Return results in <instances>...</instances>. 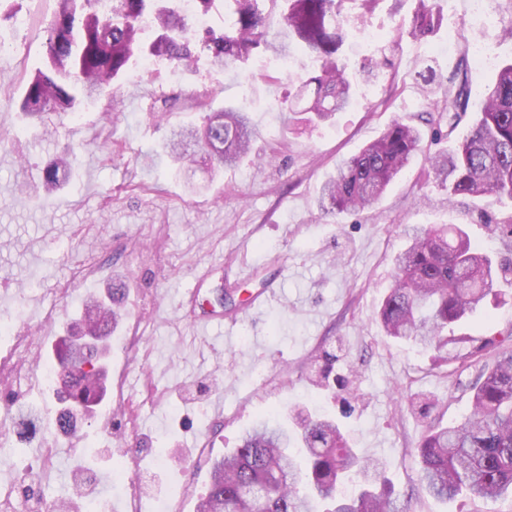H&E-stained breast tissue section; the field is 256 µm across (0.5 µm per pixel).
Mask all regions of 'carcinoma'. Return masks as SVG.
<instances>
[{
	"instance_id": "cac0c4a2",
	"label": "carcinoma",
	"mask_w": 512,
	"mask_h": 512,
	"mask_svg": "<svg viewBox=\"0 0 512 512\" xmlns=\"http://www.w3.org/2000/svg\"><path fill=\"white\" fill-rule=\"evenodd\" d=\"M56 0L48 23L46 64L29 77L20 110L41 119L47 113L74 114L124 74L139 59L188 65L204 54L213 67L233 70L252 56L279 55L292 47L314 55L317 71L299 77L294 99L307 101L303 111L327 123L356 101L354 82L344 56L348 0H224L233 21L221 33L192 29L176 0ZM434 28L432 0H418L408 34L419 39ZM473 80L464 68L448 79L444 111L434 120V139L448 140L446 152L425 156L422 174L442 187L448 203L458 198L492 196L512 206V63L504 65L477 102ZM467 133L455 137L466 114ZM255 128L242 104L206 113L202 127L174 126L167 154L189 160L201 150L211 170L237 166L251 150ZM423 152V135L404 120L392 121L375 140L341 161L320 187V209L333 216L374 208L389 184ZM79 163L69 147L46 166L42 186L52 193L67 182ZM408 245L395 258L393 284L378 315L387 335L438 353V361H463L468 336L455 330L480 303L495 293L499 275L492 259L461 229L413 227ZM123 284L114 282L105 298L90 296L76 325L108 336L122 319ZM499 346L484 365L469 415L440 427L429 422L416 450L420 482L436 499L465 496L495 501L512 493V346ZM73 340L56 348L55 390L61 419L76 424L75 412L89 415L106 394L102 378L72 362ZM293 431L274 415L247 430L230 453L209 460L207 493L196 512H410L413 491L399 493L383 464L363 460L350 448L335 420L304 412ZM362 477L359 491L341 490L351 471Z\"/></svg>"
}]
</instances>
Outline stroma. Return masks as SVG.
I'll return each mask as SVG.
<instances>
[{
	"mask_svg": "<svg viewBox=\"0 0 512 512\" xmlns=\"http://www.w3.org/2000/svg\"><path fill=\"white\" fill-rule=\"evenodd\" d=\"M55 7V0H0V30L10 35L0 59L11 61L0 66V322L35 339L20 354L32 370L17 398L36 401L42 415L33 429H13L16 408L0 398V494L15 485L49 503L65 499L84 469L96 497L128 512L126 490L112 486L122 472L142 512L160 503L195 512L209 484L208 459L235 448L268 411L286 416L299 405L336 417L352 447L383 463L395 489L416 484L423 422L406 399L435 401L443 425L460 422L485 359L437 367L432 352L384 333L377 310L406 244L404 228L458 224L503 264L512 262V247L497 227L512 211L489 196L448 205L424 180L420 157L370 211L331 218L316 199L337 163L392 119L418 126L427 151L444 149L431 126L442 97L424 98L421 86L449 77L480 40L491 45L492 61L472 76L493 80L512 60V39L482 37L468 22L471 0H437L440 26L421 40L399 39L415 0H381L365 23L349 27L344 51L360 61L359 35L375 33L391 46L393 65L359 85L358 106L334 124L314 127L280 110L297 83L284 70L278 82H264L268 59L224 73L202 56L175 71L164 61L135 63L118 91L104 90L46 134L19 106L46 56ZM450 39L452 54L432 53ZM204 100L213 110L247 102L258 132L252 157L214 177L163 155L169 124L201 122ZM71 144L82 148L77 173L45 194L44 168ZM115 280L128 290L127 315L106 364L124 399L105 396L71 446L44 420L60 405L40 369L54 365L53 350L83 300L104 295ZM268 285L273 293L259 313L239 317ZM220 288L232 294L222 322L195 323L187 292L196 290L203 307ZM500 289L501 298L462 327L473 348L512 333V281L501 280ZM410 508L512 512V498L442 502L420 491Z\"/></svg>",
	"mask_w": 512,
	"mask_h": 512,
	"instance_id": "stroma-1",
	"label": "stroma"
}]
</instances>
